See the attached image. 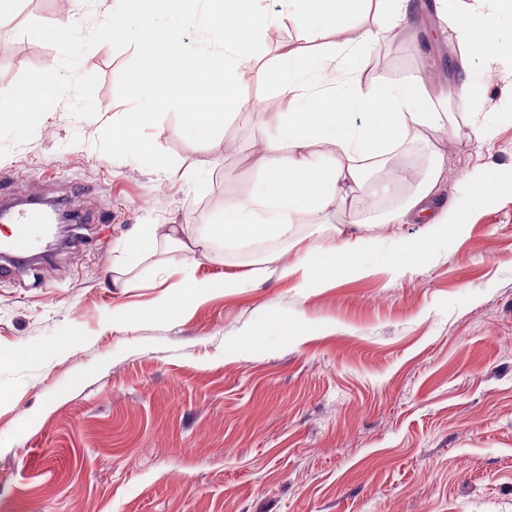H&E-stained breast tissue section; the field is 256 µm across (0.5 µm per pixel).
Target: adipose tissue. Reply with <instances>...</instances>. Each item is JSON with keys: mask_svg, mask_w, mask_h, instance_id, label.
Returning a JSON list of instances; mask_svg holds the SVG:
<instances>
[{"mask_svg": "<svg viewBox=\"0 0 512 512\" xmlns=\"http://www.w3.org/2000/svg\"><path fill=\"white\" fill-rule=\"evenodd\" d=\"M140 21L136 48L143 63L129 77L127 96L132 104L112 134V141L132 148L134 154L153 158L152 146L140 137L164 111L178 107L183 131L211 137L226 118L241 117L244 103L239 87L245 66L258 53L259 34L274 21H288L324 39L332 29L354 27L353 37L308 52L291 51L265 67L260 77L285 105L278 115L277 135L267 147L256 189L224 210L222 222L194 234L179 224L167 225L164 234L146 227L126 245L125 261L137 266L166 244L183 251L187 259L211 245L226 248L247 241L290 240L295 224L309 216L335 230L343 223L338 200L349 196L367 172L382 165L420 129H437L448 119L420 76L399 81L385 78L364 83L354 67L356 57L388 31L393 21L406 20L412 0H280L269 13L262 0H124ZM448 27L461 52L479 45L485 71H493L503 53L498 40L486 32L500 17L512 18V0H473L465 9L448 6ZM370 14V24L355 26V19ZM195 24L200 38L184 42L180 31ZM331 87H321L327 73ZM287 157H280L281 149ZM443 162L435 160L428 178L418 184L398 213L382 216L385 224L413 218L424 226L422 238L403 241L395 248L386 270L398 278L416 271L429 251L463 231L455 205L436 206L434 197L442 178ZM376 244L373 236L347 240L323 250L297 255L281 269L295 276L303 288H318L337 272L364 271L362 252ZM244 280L227 277L198 282L185 280L153 308L156 316L181 313L195 299L212 292L230 294Z\"/></svg>", "mask_w": 512, "mask_h": 512, "instance_id": "obj_1", "label": "adipose tissue"}]
</instances>
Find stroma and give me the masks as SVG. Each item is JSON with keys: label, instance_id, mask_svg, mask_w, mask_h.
I'll return each instance as SVG.
<instances>
[{"label": "stroma", "instance_id": "stroma-1", "mask_svg": "<svg viewBox=\"0 0 512 512\" xmlns=\"http://www.w3.org/2000/svg\"><path fill=\"white\" fill-rule=\"evenodd\" d=\"M413 2L357 65L368 82L421 74L453 121L417 132L343 208L356 220L401 208L398 158L418 182L439 154L438 194L465 230L404 277L386 273L382 247L363 254L366 274L305 289L280 278L288 246L274 241L214 248L189 268L162 248L126 270L142 226L197 233L249 196L277 119L227 121L209 145L171 111L142 132L158 160L115 150L112 118L142 62L121 0H21L0 27V89H27L50 64L66 92L0 127V198L63 197L91 221L72 248L0 277V512H512V193L475 192L512 181V59L488 74L472 55L478 109L465 112L441 65L457 42L435 0ZM71 10L91 23L46 39L43 22ZM279 27L280 40L260 35L245 104L275 101L259 65L317 47ZM188 273L246 285L107 328ZM274 319L315 333L277 335ZM60 338L72 348L56 350Z\"/></svg>", "mask_w": 512, "mask_h": 512}]
</instances>
